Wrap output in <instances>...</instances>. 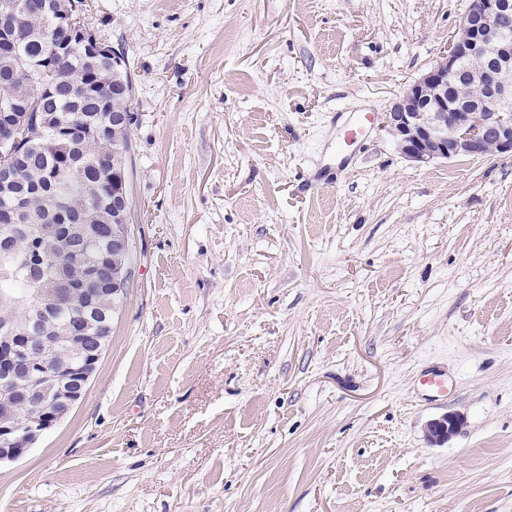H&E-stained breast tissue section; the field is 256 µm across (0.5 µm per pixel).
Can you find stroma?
Returning a JSON list of instances; mask_svg holds the SVG:
<instances>
[{
  "instance_id": "35a3bbf8",
  "label": "stroma",
  "mask_w": 512,
  "mask_h": 512,
  "mask_svg": "<svg viewBox=\"0 0 512 512\" xmlns=\"http://www.w3.org/2000/svg\"><path fill=\"white\" fill-rule=\"evenodd\" d=\"M467 3L86 0L135 80L133 276L0 512H512V157L417 168L383 123ZM423 390L436 399L448 397V373L436 366H431L424 371L421 379ZM461 425L462 422L456 415H445L428 424V437L432 442L445 441L450 435L456 433Z\"/></svg>"
}]
</instances>
